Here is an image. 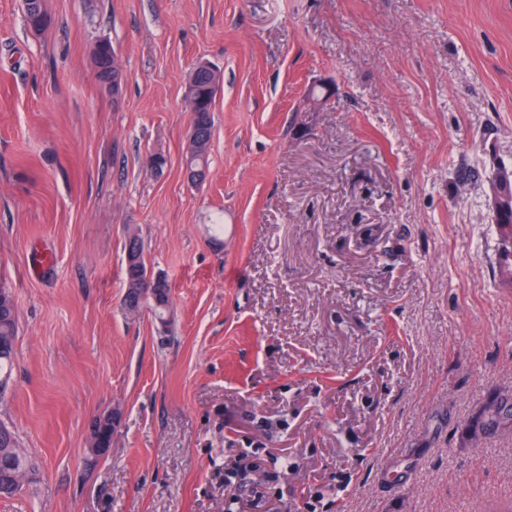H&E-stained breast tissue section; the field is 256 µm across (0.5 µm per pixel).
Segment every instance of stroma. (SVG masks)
Listing matches in <instances>:
<instances>
[{"mask_svg":"<svg viewBox=\"0 0 512 512\" xmlns=\"http://www.w3.org/2000/svg\"><path fill=\"white\" fill-rule=\"evenodd\" d=\"M46 7L34 35L0 0V424L38 471L0 512H512V436L468 429L512 391V0ZM200 61L223 85L194 185ZM131 232L169 326L123 306ZM504 182L501 187V183ZM492 189L499 187L494 211V221L498 228L503 248L499 254V274L512 283V168L505 165L494 168L490 178ZM17 329V313L13 297L8 289L0 288V394L7 389L11 379L16 355ZM2 382L5 383L4 388H2ZM108 417H112V424L110 422H108V423L107 422H99V424L96 427V434L98 435L97 447L99 448L98 457L105 455L110 449V448H103V447H106L105 445L107 443L112 444V437L114 435L113 427L115 428V430L117 427L116 426L117 419H118L117 412L114 409H112V412H107V413L103 414L102 416L100 415L95 421V423L97 422L98 419L103 421V420L107 419Z\"/></svg>","mask_w":512,"mask_h":512,"instance_id":"stroma-1","label":"stroma"}]
</instances>
